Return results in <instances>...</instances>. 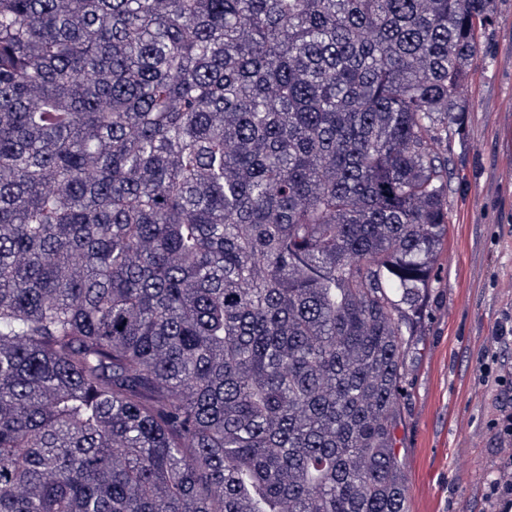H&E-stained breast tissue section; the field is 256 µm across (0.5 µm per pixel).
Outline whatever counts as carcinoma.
I'll list each match as a JSON object with an SVG mask.
<instances>
[{"label":"carcinoma","mask_w":512,"mask_h":512,"mask_svg":"<svg viewBox=\"0 0 512 512\" xmlns=\"http://www.w3.org/2000/svg\"><path fill=\"white\" fill-rule=\"evenodd\" d=\"M495 0H0V512H410L403 360Z\"/></svg>","instance_id":"carcinoma-1"}]
</instances>
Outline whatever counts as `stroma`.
<instances>
[{
  "label": "stroma",
  "mask_w": 512,
  "mask_h": 512,
  "mask_svg": "<svg viewBox=\"0 0 512 512\" xmlns=\"http://www.w3.org/2000/svg\"><path fill=\"white\" fill-rule=\"evenodd\" d=\"M496 12L468 75L464 134L448 144L452 222L406 357L395 435L411 512H495L487 486L512 455L493 429L512 385L478 372L493 354L512 373V341L495 340L512 329V0Z\"/></svg>",
  "instance_id": "1"
}]
</instances>
